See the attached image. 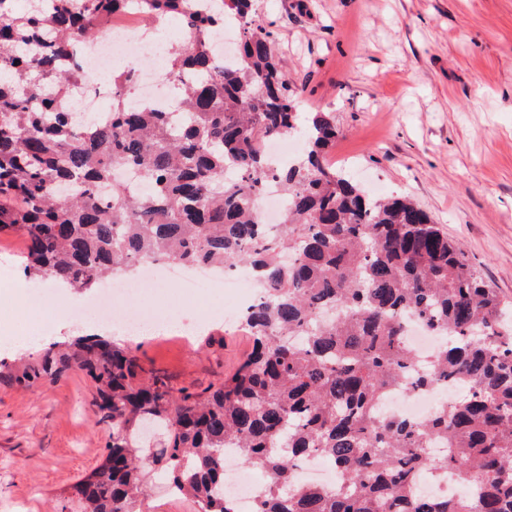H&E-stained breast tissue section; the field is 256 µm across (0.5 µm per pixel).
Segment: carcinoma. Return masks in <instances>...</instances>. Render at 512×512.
Masks as SVG:
<instances>
[{"mask_svg": "<svg viewBox=\"0 0 512 512\" xmlns=\"http://www.w3.org/2000/svg\"><path fill=\"white\" fill-rule=\"evenodd\" d=\"M179 17L183 42L166 77L176 111L131 107L133 71L112 77L111 117L78 125L61 102L81 81L52 60L74 54L112 14ZM239 22L240 62L212 50V28ZM255 0H0V235L22 233L24 273L77 291L139 259L247 266L262 286L239 324L252 348L217 386L174 389L131 351L80 336L0 381L95 382L112 428L101 464L75 481L79 512H136L145 460L197 512H237L224 497V452L266 475L255 512H512V303L462 248L404 197L377 199L327 162L336 124L300 112ZM296 134L300 156L274 169L271 139ZM135 168L144 190L115 180ZM275 179L288 199L276 230L254 207ZM440 345L414 371L405 319ZM451 388L421 422L380 412L391 387ZM323 457L343 486L305 485L299 464ZM478 478L466 493L423 497L425 472Z\"/></svg>", "mask_w": 512, "mask_h": 512, "instance_id": "obj_1", "label": "carcinoma"}]
</instances>
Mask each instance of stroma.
<instances>
[{"mask_svg":"<svg viewBox=\"0 0 512 512\" xmlns=\"http://www.w3.org/2000/svg\"><path fill=\"white\" fill-rule=\"evenodd\" d=\"M306 111L330 113L329 160L413 199L512 300V0H257ZM21 234L0 236L8 291L31 284ZM184 333L170 318L140 340L92 321L53 319L46 343L99 334L173 387L224 380L251 339L223 317ZM79 371L57 384L0 382V512H60L102 461L108 432Z\"/></svg>","mask_w":512,"mask_h":512,"instance_id":"35a3bbf8","label":"stroma"}]
</instances>
